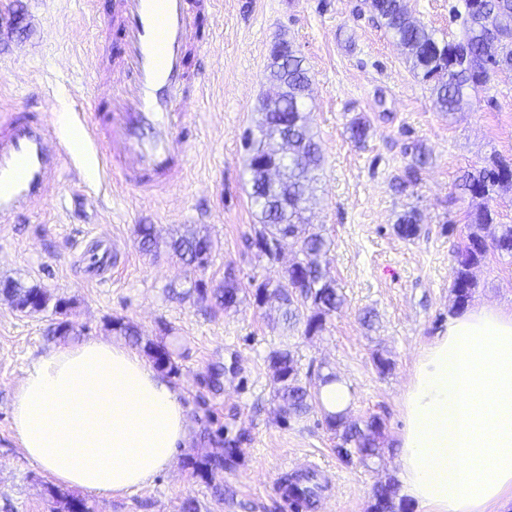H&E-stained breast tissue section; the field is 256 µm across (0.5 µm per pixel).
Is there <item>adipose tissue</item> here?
I'll use <instances>...</instances> for the list:
<instances>
[{
    "label": "adipose tissue",
    "instance_id": "ef3b65f1",
    "mask_svg": "<svg viewBox=\"0 0 512 512\" xmlns=\"http://www.w3.org/2000/svg\"><path fill=\"white\" fill-rule=\"evenodd\" d=\"M401 492L422 512H512V303L448 318L404 395ZM21 448L56 482L135 492L187 447L181 391L133 347L91 337L35 357L11 399Z\"/></svg>",
    "mask_w": 512,
    "mask_h": 512
}]
</instances>
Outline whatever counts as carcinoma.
<instances>
[{
	"instance_id": "carcinoma-1",
	"label": "carcinoma",
	"mask_w": 512,
	"mask_h": 512,
	"mask_svg": "<svg viewBox=\"0 0 512 512\" xmlns=\"http://www.w3.org/2000/svg\"><path fill=\"white\" fill-rule=\"evenodd\" d=\"M370 10L384 21L393 36L399 41L407 55L412 71L422 80L432 83L433 105L440 112H456L464 104V91L478 90L487 85L495 71L512 69V41L489 46L486 27L481 17H474L465 9L466 31L457 41H439L425 25L411 16L406 0H369ZM485 15L499 24L512 27V0H486ZM269 82L277 95L288 104V111L276 115L261 112L257 130L248 129L243 141L248 150V160L265 159L276 166V174L269 177L263 166L249 168L253 203L260 214V228L249 239V246L257 247V255L272 259L274 247L287 240L297 247L296 268L285 271L280 279H265L257 285L254 303L263 307L262 292L268 286L280 285L277 304L265 311L266 317L284 328L305 324L304 333L312 336L322 332L332 314L343 303L338 293L336 280L325 275L318 257L330 250L331 241L315 231L305 217V203L314 190L322 171V150L310 126L309 113L305 109L311 78L304 66L303 57L297 55L293 45L288 44V62H280L277 48L270 51ZM370 121L364 116L352 120L347 126L349 139L362 145L366 142ZM410 159L402 174L395 177L392 188L404 193L417 186L420 175L431 164V154L417 142L405 148ZM512 187V161L495 158L490 164L474 173L462 177L459 188L473 198L487 200L497 188ZM471 232L468 242L458 249L452 267L451 290L454 308L461 309L468 302L476 287L472 269L479 265L488 252L512 256V226L505 225L501 233L487 240L481 231L493 223L492 211L484 204L469 214ZM421 213L415 207L405 211L395 224L397 236L405 241L420 237ZM141 250L157 252L160 245L178 257L186 266L196 270L205 268L212 257L215 244L211 236L196 230L173 237L162 243L152 231V226L140 224L137 228ZM12 296L21 307V312H37L48 307L47 292L38 287L24 288L6 279L0 282V294ZM185 295L196 296V301L213 309L227 310L239 302L236 279L228 274L215 288L202 280L191 282ZM145 351L160 368L176 369L171 354L161 343L147 342ZM272 373L274 396L288 406L292 418H301L314 408L323 409L328 430L336 438L338 455L345 459L355 456L362 463L380 455L379 439L383 436L384 421L374 415L360 423L348 418L346 411H329L319 397L303 385L295 356L288 348L270 351L267 356ZM242 450L236 441L224 444L222 453L207 455L191 462L198 473L213 474L234 469L240 461ZM293 495L302 504L313 505L320 486L315 476L301 473L290 481ZM54 512H74L73 507L84 504L74 493L53 487ZM369 512H409L405 500L398 497V485L388 479L375 488Z\"/></svg>"
}]
</instances>
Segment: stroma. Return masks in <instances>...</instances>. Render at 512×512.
I'll list each match as a JSON object with an SVG mask.
<instances>
[{
  "mask_svg": "<svg viewBox=\"0 0 512 512\" xmlns=\"http://www.w3.org/2000/svg\"><path fill=\"white\" fill-rule=\"evenodd\" d=\"M413 16L436 38L457 40L463 0H407ZM109 0H0V117L27 107L48 111L68 149L49 201L0 223V279L46 288L64 301L72 331L48 335L54 309L21 313L0 300V512H53V479L32 462L11 428L10 401L32 357L90 337L123 341L114 321L134 325L143 340L162 343L177 367L171 381L187 407L190 440L171 467L122 498L85 494L91 512H290L276 485L289 471L317 463L327 488L314 512H368L380 481L397 477L395 444L407 425L403 394L423 350L445 329L453 308L454 254L470 231L477 204L456 199L455 185L493 156L512 159V70L497 72L468 94L463 110L437 112L428 84L415 78L393 34L363 0H218L203 17L206 45L189 72L207 78L203 99L190 104L188 166L168 192L143 198L124 188L111 156L83 141L80 114L89 112L90 54L119 53L121 36L108 27ZM288 38L312 80L306 108L324 152L320 180L308 201L311 222L332 245L325 261L344 304L316 335L271 327L252 293L295 256L285 247L277 263L247 246L257 224L250 198L243 134L254 127L267 85L269 51ZM371 122L364 145L346 133L350 120ZM423 141L432 163L412 192L395 193L394 176L407 163L405 144ZM418 207L424 232L409 242L394 226ZM455 230L442 231L446 221ZM161 238L205 226L218 249L192 270L160 252L145 254L137 227ZM112 241L111 271L90 277L86 257L98 238ZM233 270L241 303L210 310L177 292L201 279L215 286ZM473 298L512 301V257L488 254L474 268ZM375 316L365 327V312ZM289 347L302 379L334 372L347 387L350 419L376 415L385 423L382 453L368 463L343 461L320 411L282 419L266 362ZM391 362L379 372L375 354ZM238 441L239 465L210 477L192 460ZM223 494H216V486Z\"/></svg>",
  "mask_w": 512,
  "mask_h": 512,
  "instance_id": "1",
  "label": "stroma"
}]
</instances>
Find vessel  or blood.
<instances>
[{"mask_svg":"<svg viewBox=\"0 0 512 512\" xmlns=\"http://www.w3.org/2000/svg\"><path fill=\"white\" fill-rule=\"evenodd\" d=\"M217 0H119L114 15L124 48L86 132L105 137L125 183L136 191L165 190L188 162L182 105L202 89L185 71L201 50L200 14ZM66 152L47 112L22 111L0 123V223L43 203L51 194Z\"/></svg>","mask_w":512,"mask_h":512,"instance_id":"1","label":"vessel or blood"}]
</instances>
